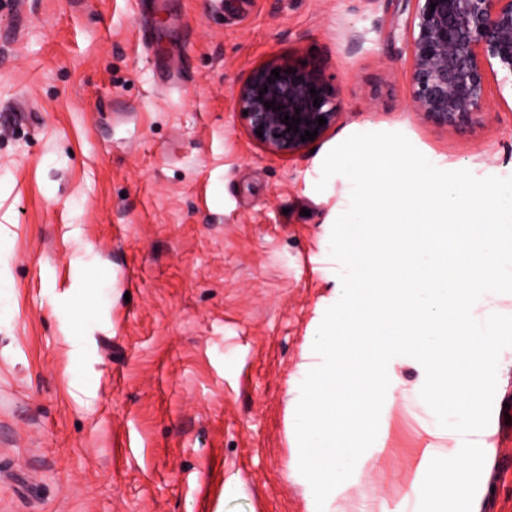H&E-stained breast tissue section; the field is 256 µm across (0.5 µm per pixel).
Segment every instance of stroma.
<instances>
[{
  "label": "stroma",
  "instance_id": "stroma-1",
  "mask_svg": "<svg viewBox=\"0 0 512 512\" xmlns=\"http://www.w3.org/2000/svg\"><path fill=\"white\" fill-rule=\"evenodd\" d=\"M394 0H0V512H307L287 406L341 286L351 183L316 191L349 136L400 132L436 167L512 177V101L480 122L411 112ZM367 40L349 47L345 33ZM319 61L342 113L284 157L239 84ZM477 496L512 512V348ZM400 387L336 512L395 508L425 438ZM237 474L238 493H224Z\"/></svg>",
  "mask_w": 512,
  "mask_h": 512
}]
</instances>
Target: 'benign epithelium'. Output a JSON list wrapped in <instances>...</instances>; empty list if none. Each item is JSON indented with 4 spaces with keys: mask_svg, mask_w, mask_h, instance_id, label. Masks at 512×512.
Returning <instances> with one entry per match:
<instances>
[{
    "mask_svg": "<svg viewBox=\"0 0 512 512\" xmlns=\"http://www.w3.org/2000/svg\"><path fill=\"white\" fill-rule=\"evenodd\" d=\"M397 2L400 13L407 14L400 34L408 52L413 111L447 130L479 123L490 81L500 74L505 82L512 79V0ZM276 68L278 79L271 74ZM312 88L317 95L310 94ZM264 89L267 93L260 94ZM270 101L275 107L268 109L264 103ZM235 106L250 136L282 156L321 140L341 114L340 91L325 81L320 65L287 59L253 68L237 88ZM286 115L300 118L299 132L287 130L281 122ZM321 116L326 119L322 127ZM307 130L318 135L303 142Z\"/></svg>",
    "mask_w": 512,
    "mask_h": 512,
    "instance_id": "7a95c632",
    "label": "benign epithelium"
}]
</instances>
